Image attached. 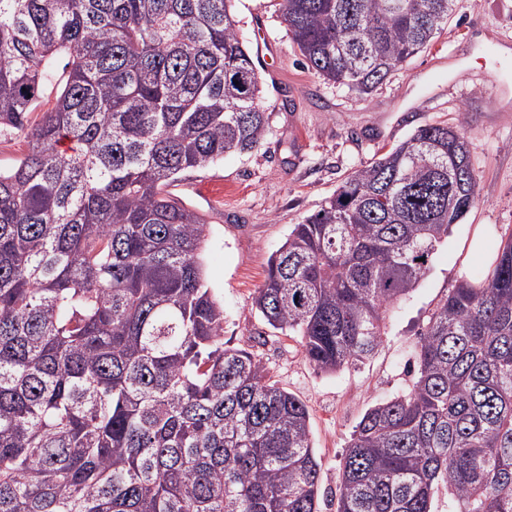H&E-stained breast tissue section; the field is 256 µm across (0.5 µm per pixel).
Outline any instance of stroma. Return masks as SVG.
I'll return each mask as SVG.
<instances>
[{"instance_id": "obj_1", "label": "stroma", "mask_w": 512, "mask_h": 512, "mask_svg": "<svg viewBox=\"0 0 512 512\" xmlns=\"http://www.w3.org/2000/svg\"><path fill=\"white\" fill-rule=\"evenodd\" d=\"M239 33L268 57V128L258 148L188 172L174 194L208 224L206 277L224 303V340L252 352L310 414L321 461L320 512H336L343 457L364 412L410 384L415 344L449 289L487 272L512 234V0H456L433 44L377 91L325 82L307 66L279 0H234ZM461 125L478 200L433 254L415 290L392 308L384 336L359 369L323 374L293 336L272 332L252 305L267 261L292 226L317 212L354 168L373 162L420 126ZM482 249L471 250L476 232Z\"/></svg>"}]
</instances>
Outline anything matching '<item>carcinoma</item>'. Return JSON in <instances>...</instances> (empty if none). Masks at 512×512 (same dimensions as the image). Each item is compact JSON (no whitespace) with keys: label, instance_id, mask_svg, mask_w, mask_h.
Wrapping results in <instances>:
<instances>
[{"label":"carcinoma","instance_id":"obj_1","mask_svg":"<svg viewBox=\"0 0 512 512\" xmlns=\"http://www.w3.org/2000/svg\"><path fill=\"white\" fill-rule=\"evenodd\" d=\"M231 2L0 0V141L27 144L0 169V512H319L307 407L224 346L206 221L170 191L268 127ZM454 2L280 10L313 70L370 94ZM477 187L461 126L419 127L293 225L257 312L316 371L359 367ZM442 490L512 512V237L355 426L336 512H434Z\"/></svg>","mask_w":512,"mask_h":512}]
</instances>
